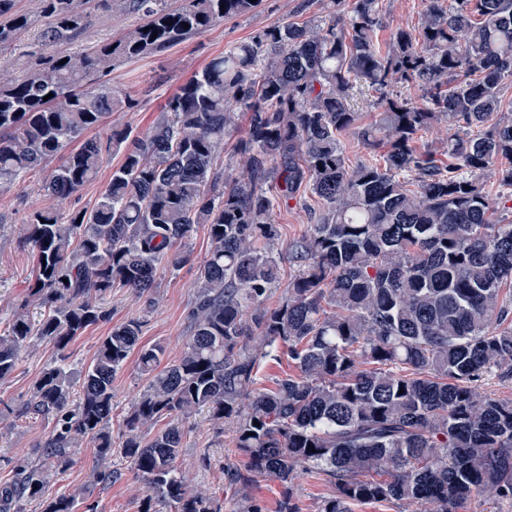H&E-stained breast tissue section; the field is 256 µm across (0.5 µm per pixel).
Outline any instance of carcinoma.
Segmentation results:
<instances>
[{"mask_svg":"<svg viewBox=\"0 0 512 512\" xmlns=\"http://www.w3.org/2000/svg\"><path fill=\"white\" fill-rule=\"evenodd\" d=\"M0 0V48L19 45L33 21ZM39 43L74 42L92 21L82 0H39ZM261 0H99L142 22L118 40L76 54L35 57L19 79L0 84V187L43 170L49 195H69L120 153L90 210L31 213L25 240L36 257L29 313L0 335V379L37 340L58 350L23 415L52 424L42 464L14 466L0 487V512H24L42 497L49 470L69 464L86 438L112 456V378L129 356L149 377L124 417L119 450L146 484L142 512H219L214 499L177 475L182 422L200 409L236 423L244 456L227 478L247 512L258 480L283 489L280 512H299L297 469L335 487L320 512L356 503L402 501L413 512H461L476 496L512 503V403L477 392L493 373L512 378V117L502 114L512 83V0H429L421 39L399 28L385 47L378 0H354L347 18L273 26L212 58L166 101L143 134L113 128L84 137L113 109L132 106L101 78L118 56L163 51ZM189 28H184L183 24ZM65 64H60L61 60ZM379 92V120L359 126L355 84ZM395 83L422 90L392 96ZM53 97L43 100L48 94ZM238 112L250 113L240 144L245 170L224 180L215 159ZM448 122V165L414 147L417 133ZM358 131L383 148V163H347L342 137ZM492 171L495 200L480 177ZM414 174V189L400 179ZM308 192L323 209L290 243L297 263L288 297L266 300L279 282L274 211ZM199 224L210 249L187 315L185 347L158 369L164 349L139 346L143 321L115 326L79 372L64 353L74 337L108 317L107 297L126 288L155 305L157 278L185 260ZM288 354L298 374L255 388L259 361ZM404 393H399V390ZM166 426L153 431L159 421ZM85 497L60 496L44 512H77Z\"/></svg>","mask_w":512,"mask_h":512,"instance_id":"obj_1","label":"carcinoma"}]
</instances>
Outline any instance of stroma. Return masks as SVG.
Instances as JSON below:
<instances>
[{"instance_id":"obj_1","label":"stroma","mask_w":512,"mask_h":512,"mask_svg":"<svg viewBox=\"0 0 512 512\" xmlns=\"http://www.w3.org/2000/svg\"><path fill=\"white\" fill-rule=\"evenodd\" d=\"M352 5L353 0H341L334 8L328 0H262L257 9L225 18L164 51L133 59L116 58L107 81L115 94L131 97L135 106L114 109L104 126L96 129V136L106 137L112 127L129 126L146 132L160 116L167 99L213 57L269 27L313 16L327 18L336 12L346 14ZM426 6L427 0H379L383 15V25L377 33L379 43L389 42L397 27L417 28ZM86 7L98 15L96 24L84 36L88 43L118 38L140 22L139 16L130 13L99 12L98 0H87ZM121 161V154H111L95 179L65 198L46 195L42 189L44 175L40 172L0 188V334L7 330L34 272L31 249L21 232L25 216L42 209L68 214L93 208L109 183L113 167ZM321 209L317 199L306 192L300 199L290 201L288 207L276 209L274 220L279 236L274 250L279 255L281 275L269 295L268 306H278L287 298L288 280L295 271L288 245L309 231ZM209 248L205 226L197 225L186 245L188 261L175 272L160 275L153 309H146L142 300L126 290H113L106 302L109 319L89 326L68 348L74 369L89 365L101 338L115 325L131 319L144 322L141 345L161 344L164 362L178 360L187 336V313L194 299L198 269ZM54 358L51 344L36 342L23 354L13 374L0 380V402L6 406L0 412V485L13 480L12 463L41 461L39 450L50 430L48 422L41 418L19 420L14 411L29 398L35 381ZM147 384L148 378L140 373L136 357H129L112 379L113 433H120L123 417ZM183 429L182 452L177 460L179 471L192 483L215 492L226 512H233L236 496L226 480V471L243 461L233 443L234 423L215 424L207 412L200 411L184 423ZM71 457V465L47 483L43 500L29 503L26 512H43L44 500L80 486L88 488L87 498L96 503L97 512H140L144 484L120 453H113L107 462L110 469L121 474L119 480L110 484L91 481L97 464L95 448L79 443L72 448Z\"/></svg>"}]
</instances>
